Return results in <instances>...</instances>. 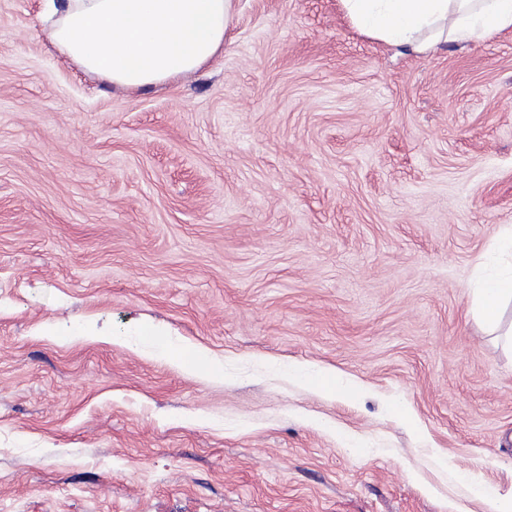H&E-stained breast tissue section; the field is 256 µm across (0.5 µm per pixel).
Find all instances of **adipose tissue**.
Returning <instances> with one entry per match:
<instances>
[{
    "instance_id": "adipose-tissue-1",
    "label": "adipose tissue",
    "mask_w": 512,
    "mask_h": 512,
    "mask_svg": "<svg viewBox=\"0 0 512 512\" xmlns=\"http://www.w3.org/2000/svg\"><path fill=\"white\" fill-rule=\"evenodd\" d=\"M44 33L83 71L125 89L196 71L224 49L232 0H45ZM362 32L426 55L443 42L512 33V0H340ZM473 313L501 330L512 268L489 256L474 285Z\"/></svg>"
}]
</instances>
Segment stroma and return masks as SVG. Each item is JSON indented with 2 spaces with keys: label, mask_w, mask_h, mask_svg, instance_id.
<instances>
[{
  "label": "stroma",
  "mask_w": 512,
  "mask_h": 512,
  "mask_svg": "<svg viewBox=\"0 0 512 512\" xmlns=\"http://www.w3.org/2000/svg\"><path fill=\"white\" fill-rule=\"evenodd\" d=\"M41 7L0 0V505L487 512L472 474L511 493L512 349L471 307L512 226V35L419 56L339 0H234L210 63L122 90ZM297 374L308 386L327 392L333 393L340 388H349L348 383L334 371L310 372L305 368H299Z\"/></svg>",
  "instance_id": "stroma-1"
}]
</instances>
